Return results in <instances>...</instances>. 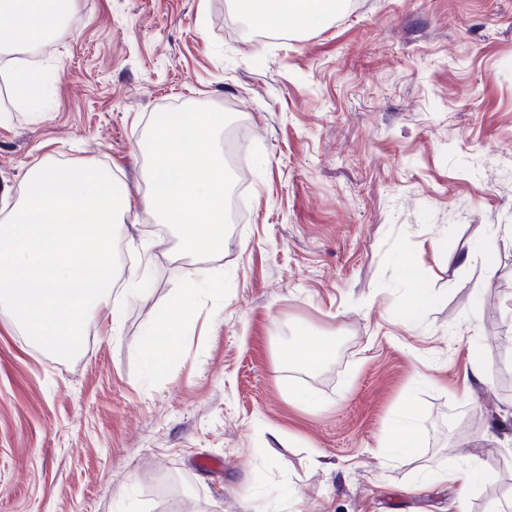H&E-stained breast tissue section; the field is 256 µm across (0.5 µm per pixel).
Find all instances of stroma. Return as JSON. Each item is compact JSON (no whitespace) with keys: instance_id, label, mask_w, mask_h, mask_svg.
I'll return each instance as SVG.
<instances>
[{"instance_id":"stroma-1","label":"stroma","mask_w":512,"mask_h":512,"mask_svg":"<svg viewBox=\"0 0 512 512\" xmlns=\"http://www.w3.org/2000/svg\"><path fill=\"white\" fill-rule=\"evenodd\" d=\"M32 47L41 103L0 84V195L36 160L112 171L116 283L70 361L0 309V512H496L512 493V0H352L261 38L231 0H69ZM242 122L223 254L176 258L146 205L155 115ZM420 283L434 299L397 308ZM177 318L159 369L143 345ZM331 337L310 372L297 336ZM483 346L485 369L469 362ZM314 397L289 399L287 387ZM410 409L408 460L382 444ZM486 471L467 500L438 480Z\"/></svg>"}]
</instances>
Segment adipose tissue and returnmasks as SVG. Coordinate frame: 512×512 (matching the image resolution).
<instances>
[{
    "mask_svg": "<svg viewBox=\"0 0 512 512\" xmlns=\"http://www.w3.org/2000/svg\"><path fill=\"white\" fill-rule=\"evenodd\" d=\"M335 0H234L240 15L266 28L309 29L327 17ZM58 21V0H0V51L35 43ZM177 321L162 322L148 337L143 353L155 367L164 365L181 343Z\"/></svg>",
    "mask_w": 512,
    "mask_h": 512,
    "instance_id": "ef3b65f1",
    "label": "adipose tissue"
}]
</instances>
